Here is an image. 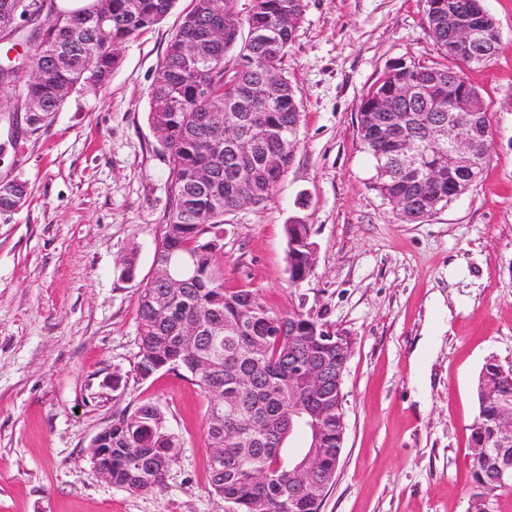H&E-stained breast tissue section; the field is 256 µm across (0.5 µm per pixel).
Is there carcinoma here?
<instances>
[{
    "mask_svg": "<svg viewBox=\"0 0 512 512\" xmlns=\"http://www.w3.org/2000/svg\"><path fill=\"white\" fill-rule=\"evenodd\" d=\"M111 0L107 30L109 42L99 36L97 7L67 13L48 0L47 12L58 22L54 33L35 43L26 55L36 77L23 86L12 82L10 98H33L43 111L57 112L63 105L59 91L76 82L85 85L91 74L100 85L120 63L124 45L136 33L160 23L175 0ZM438 8L426 9L436 43L448 48V11L466 21L470 0H431ZM42 0H0V11H35ZM237 0H192L191 9L171 38L159 73L151 87L149 120L161 127V147L169 166V210L162 225L154 264L169 266L183 281L168 288L149 280L138 295V370L144 377L182 369L208 399L206 435L211 450L210 485L215 494L236 506V512H320L324 492L336 474V449L343 426L336 414V391L322 399L316 468L322 483L288 496V435L282 417L291 408L293 365L323 360L336 354L325 337L332 325L318 315L273 313L259 293L249 288L224 287V216L266 202L287 173L293 152L285 148L288 133L297 130L300 106L297 88L283 81L256 97L254 88L270 70L283 71V61L303 18V0H251L240 17ZM293 16L291 25L280 24ZM223 21L231 28L271 35L270 41L252 40L234 33L211 47L209 58L193 63L184 56V44L201 37L209 26ZM237 50L232 66L225 57ZM388 67L384 77L360 104V136L374 161L390 153L392 139L372 122L378 99L390 97L391 106L406 115L402 133L424 141L419 113L433 112L448 101V76L460 75L449 67L408 62V77L416 87L410 97L391 96L398 75ZM224 113V125L212 126L208 115ZM482 130L484 153L490 154L491 122L488 112L465 119ZM250 134L254 148L240 153L229 133ZM268 156L279 157L275 166ZM426 168L440 167L441 178L411 182L397 165L376 171V188L385 197L411 198L402 211L416 222L448 205L463 179L448 170V160L425 152ZM210 173L201 185L199 174ZM288 273L292 285L306 279L315 261L312 225H286ZM197 326L193 345L184 344L190 325ZM478 413L471 429V447L488 453L472 459L470 512H488L491 498L502 489L488 482L491 472L512 469V444L499 445L501 406L512 403V370L495 358L486 360L476 381ZM112 484L132 493L150 492L163 481L179 439L167 427L164 413L144 403L112 419Z\"/></svg>",
    "mask_w": 512,
    "mask_h": 512,
    "instance_id": "carcinoma-1",
    "label": "carcinoma"
}]
</instances>
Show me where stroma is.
I'll return each mask as SVG.
<instances>
[{
  "label": "stroma",
  "instance_id": "obj_1",
  "mask_svg": "<svg viewBox=\"0 0 512 512\" xmlns=\"http://www.w3.org/2000/svg\"><path fill=\"white\" fill-rule=\"evenodd\" d=\"M304 4L283 63L300 99L294 158L269 200L225 215L224 285L352 338L345 444L321 512H469L474 382L487 358L512 369V0H483L499 50L461 68L491 119L483 175L418 223L376 189L359 107L391 63H443L425 0ZM190 7L177 0L61 111L33 125L0 114V182L28 187L0 211V512H228L209 481L206 397L184 371L137 370V298L168 210L150 90ZM295 219L316 245L297 288ZM145 402L180 448L162 486L132 493L95 474L90 443ZM286 234L289 280L296 286L310 275L314 265L315 243L312 240V225L304 222L287 224Z\"/></svg>",
  "mask_w": 512,
  "mask_h": 512
}]
</instances>
